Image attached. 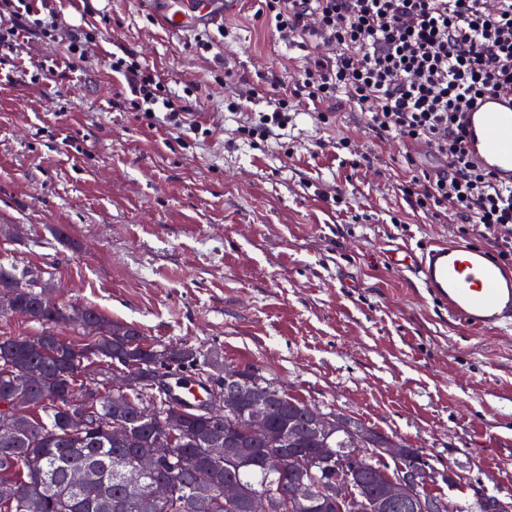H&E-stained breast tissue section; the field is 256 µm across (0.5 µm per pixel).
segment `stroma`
I'll return each instance as SVG.
<instances>
[{"mask_svg":"<svg viewBox=\"0 0 512 512\" xmlns=\"http://www.w3.org/2000/svg\"><path fill=\"white\" fill-rule=\"evenodd\" d=\"M44 3L54 35L0 52V261L51 280L59 302L259 366L512 494V330L473 332L386 258L484 243L472 225L410 210L404 147L347 107L328 127L301 104L280 138L242 132L268 104L229 109L240 80L290 92L311 60L256 20L258 0L207 27L209 53L163 30L154 0ZM77 27L94 35L84 62L51 75ZM123 49L187 99L202 134L120 107L130 91L109 59ZM222 61L236 82H216ZM357 154L374 165L355 166Z\"/></svg>","mask_w":512,"mask_h":512,"instance_id":"1","label":"stroma"}]
</instances>
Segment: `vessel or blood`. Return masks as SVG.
I'll list each match as a JSON object with an SVG mask.
<instances>
[{
    "instance_id": "b4317fda",
    "label": "vessel or blood",
    "mask_w": 512,
    "mask_h": 512,
    "mask_svg": "<svg viewBox=\"0 0 512 512\" xmlns=\"http://www.w3.org/2000/svg\"><path fill=\"white\" fill-rule=\"evenodd\" d=\"M215 20L211 0H182L163 14L172 33L210 25ZM463 146L471 159L512 185V96L488 94L460 115ZM408 272L449 316L476 331L512 327V271L504 268L480 246L434 242L418 255L399 259ZM172 397L195 406L206 395L204 384L187 375L169 378Z\"/></svg>"
}]
</instances>
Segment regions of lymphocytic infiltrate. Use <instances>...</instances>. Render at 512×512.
I'll return each mask as SVG.
<instances>
[{
    "mask_svg": "<svg viewBox=\"0 0 512 512\" xmlns=\"http://www.w3.org/2000/svg\"><path fill=\"white\" fill-rule=\"evenodd\" d=\"M256 17L288 44L311 38L319 55L305 67L297 96L318 106L329 123L338 95L368 116L376 138L433 148L442 165L418 169L400 191L408 205L434 219L480 226L505 265L512 266V186L470 161L458 114L490 92L512 95V0H260ZM10 27L0 50L24 34L50 33L36 0H0ZM110 67L130 92L131 111L148 126L197 132L186 107L165 95L156 71L135 59L112 57Z\"/></svg>",
    "mask_w": 512,
    "mask_h": 512,
    "instance_id": "obj_1",
    "label": "lymphocytic infiltrate"
}]
</instances>
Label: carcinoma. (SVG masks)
<instances>
[{
    "label": "carcinoma",
    "instance_id": "obj_1",
    "mask_svg": "<svg viewBox=\"0 0 512 512\" xmlns=\"http://www.w3.org/2000/svg\"><path fill=\"white\" fill-rule=\"evenodd\" d=\"M29 278V272L0 262V318L12 316L16 306L27 307L42 326L37 336H0V402L16 395L28 399L31 420L30 426L16 432L0 427V482L15 489L13 498L0 499V512H136L138 493L153 482L172 485L156 512H248L244 500L224 502L221 488L226 482H235L248 493L269 494L280 512H350L322 499L323 490L336 484L350 487L361 498L380 495L388 467L372 453L350 461L347 428L327 439H303L278 468L265 466L264 459L280 456L281 447L251 433L243 423L235 429L237 447L222 457L208 455L207 442L224 433V423L186 409L166 387L154 390L152 379L162 369L167 375L190 371L198 379L221 358L189 344L151 342L138 327L112 321L91 307L47 304L34 289L18 287ZM59 325L76 332L81 342L59 335ZM85 362L98 363L106 375L99 381L96 400L102 413L113 409L107 383L112 364L131 370L132 384L125 390L120 415L132 444L115 441L106 426L85 432L74 424V414L82 408ZM27 366L41 370L57 387L55 399L43 400L39 388L22 380ZM240 373L269 393L268 418L275 430L303 435L307 418L317 407L288 394L257 366H245ZM153 392L162 416L150 421L142 416V408ZM176 407L188 418L173 429L175 457L160 459L150 474L138 475L133 458L166 433L165 415ZM91 465L92 480L82 489L70 488L68 472ZM300 483L310 488L311 498L291 509L290 490ZM435 498L442 503V512H494L490 501L497 495L454 498L439 493Z\"/></svg>",
    "mask_w": 512,
    "mask_h": 512
}]
</instances>
